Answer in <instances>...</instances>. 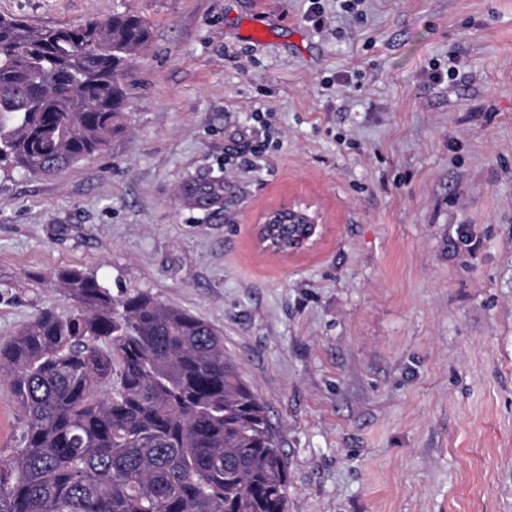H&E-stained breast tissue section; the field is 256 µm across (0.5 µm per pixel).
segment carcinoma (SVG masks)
<instances>
[{"instance_id":"1","label":"carcinoma","mask_w":512,"mask_h":512,"mask_svg":"<svg viewBox=\"0 0 512 512\" xmlns=\"http://www.w3.org/2000/svg\"><path fill=\"white\" fill-rule=\"evenodd\" d=\"M151 36L128 11L45 29L0 16V163L39 175L102 151ZM223 192L190 195L213 205ZM57 281L77 306L0 342L24 424L0 458V512H288L278 436L220 331L77 269Z\"/></svg>"}]
</instances>
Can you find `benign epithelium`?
<instances>
[{
    "instance_id": "obj_1",
    "label": "benign epithelium",
    "mask_w": 512,
    "mask_h": 512,
    "mask_svg": "<svg viewBox=\"0 0 512 512\" xmlns=\"http://www.w3.org/2000/svg\"><path fill=\"white\" fill-rule=\"evenodd\" d=\"M319 234V224L309 209L299 205L276 208L255 225L258 248L273 256L288 257L309 248Z\"/></svg>"
}]
</instances>
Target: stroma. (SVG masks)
Instances as JSON below:
<instances>
[{"label": "stroma", "instance_id": "obj_1", "mask_svg": "<svg viewBox=\"0 0 512 512\" xmlns=\"http://www.w3.org/2000/svg\"><path fill=\"white\" fill-rule=\"evenodd\" d=\"M126 9L152 41L108 146L0 168V341L73 308L63 268L151 293L223 334L288 512H512V0H0ZM294 202L318 242L262 253ZM223 192V184L219 181H212L199 184L192 188L190 195L199 203L213 205L221 200ZM259 223L255 225V239L258 248L280 257H288L308 249L315 243L320 226L316 216L311 214L308 208H303L300 205L282 206L271 210L264 215ZM280 224H288V251L277 250L278 240L272 237L276 230H272L270 225ZM290 226L300 227V233L296 234V230L292 231Z\"/></svg>", "mask_w": 512, "mask_h": 512}]
</instances>
